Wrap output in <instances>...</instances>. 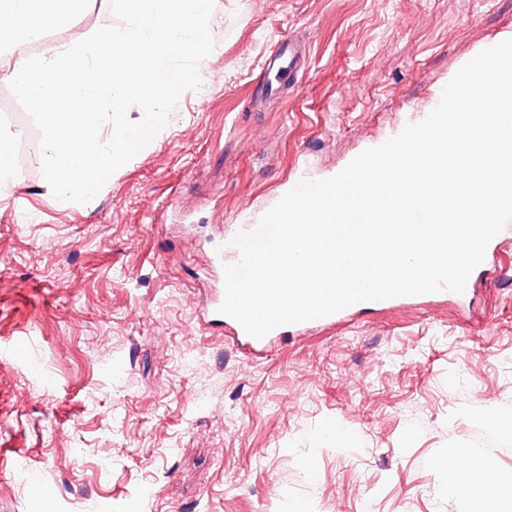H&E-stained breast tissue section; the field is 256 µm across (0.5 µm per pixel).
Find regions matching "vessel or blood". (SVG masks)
<instances>
[{
    "label": "vessel or blood",
    "mask_w": 512,
    "mask_h": 512,
    "mask_svg": "<svg viewBox=\"0 0 512 512\" xmlns=\"http://www.w3.org/2000/svg\"><path fill=\"white\" fill-rule=\"evenodd\" d=\"M299 59V46L292 38L284 36L273 44L263 66L265 75L269 79L267 85L269 92L278 91L283 82H297ZM224 296V288H214L212 295L199 313V319L204 327L225 334L231 340L233 347L238 349L249 348L257 352H264L272 349L281 340L333 323L336 320L335 315L331 314L314 320L281 326L258 339L249 335L235 319L220 314L219 308L224 301Z\"/></svg>",
    "instance_id": "vessel-or-blood-1"
}]
</instances>
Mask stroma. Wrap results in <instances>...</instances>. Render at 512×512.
Returning a JSON list of instances; mask_svg holds the SVG:
<instances>
[{"mask_svg":"<svg viewBox=\"0 0 512 512\" xmlns=\"http://www.w3.org/2000/svg\"><path fill=\"white\" fill-rule=\"evenodd\" d=\"M91 0L29 48L115 25ZM216 41L167 125L86 204L61 202L40 148L0 195V512H469L433 462L479 449L512 485V236L467 311L366 310L255 360L197 315L211 248L300 176L323 179L431 111L512 0H215ZM310 52L268 97L261 61ZM0 57V140L37 128ZM27 457L34 489L15 468ZM318 462V476L306 471Z\"/></svg>","mask_w":512,"mask_h":512,"instance_id":"35a3bbf8","label":"stroma"}]
</instances>
